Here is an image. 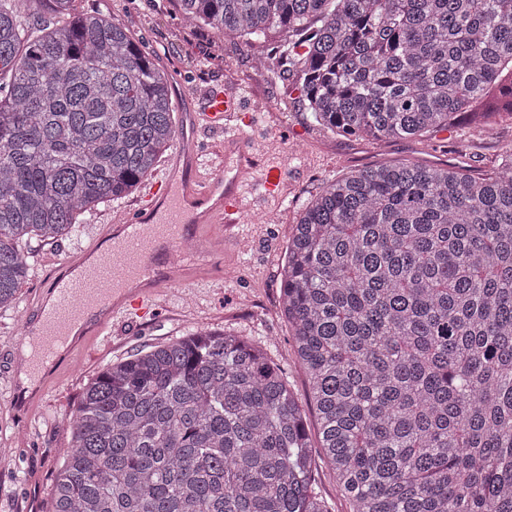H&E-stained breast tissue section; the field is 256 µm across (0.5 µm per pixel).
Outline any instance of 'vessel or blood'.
<instances>
[{"mask_svg": "<svg viewBox=\"0 0 512 512\" xmlns=\"http://www.w3.org/2000/svg\"><path fill=\"white\" fill-rule=\"evenodd\" d=\"M255 109L238 85L228 82L211 91L198 110L189 113V133L182 136L175 152L176 163L190 169L187 178L176 180L174 171L167 170L146 183L138 206L114 222V246L98 252L82 276L68 271L49 284L52 303L39 310L40 330L21 338L22 343L34 347L37 371L56 367L72 352L69 337L88 307L105 310V317L98 322L102 334L110 331L117 316H154L170 284L169 279L153 274L151 256L156 240H164L172 249L188 238L230 245L244 213L257 208L259 199L285 200V161L276 154L255 153L243 131ZM201 128L223 134L214 151L213 170L206 175L199 171L196 132ZM259 167L264 176L253 179L252 173ZM249 190L254 192V200L246 199Z\"/></svg>", "mask_w": 512, "mask_h": 512, "instance_id": "vessel-or-blood-1", "label": "vessel or blood"}]
</instances>
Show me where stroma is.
Segmentation results:
<instances>
[{
  "mask_svg": "<svg viewBox=\"0 0 512 512\" xmlns=\"http://www.w3.org/2000/svg\"><path fill=\"white\" fill-rule=\"evenodd\" d=\"M106 2L114 19L130 27L156 55L160 67L173 76L176 116L200 105L209 87L237 75L247 96L266 111L253 130L257 152L283 153L289 172L288 199L282 223H264V214L251 210L239 229L235 247L212 249L211 261L224 265V284L191 281L169 288L158 315L114 320L110 336H91L82 350L68 355L49 371L42 392L31 393L19 407L18 359L21 345L17 319L36 317L45 286L62 269L65 257L104 248L109 220L135 207L138 195L119 203L99 204L71 235L46 244L22 241L29 255V276L15 308L0 313V456L10 457L11 469L0 471V512H50V486L63 448L71 441L70 419L84 386L102 369L137 350L169 341L196 328L231 330L260 343L282 367L299 401L308 397V379L295 355L292 329L279 309L281 272L288 248V227L324 183L383 161L428 165H461L480 173L501 162L512 148V120L489 117L488 128L458 118L429 139L371 142L344 137L313 123L298 101L293 77L283 75L273 44L281 35L270 31L266 41L245 44L220 37L214 29L182 25L177 0H77L88 10ZM287 128L288 141H279L275 127Z\"/></svg>",
  "mask_w": 512,
  "mask_h": 512,
  "instance_id": "1",
  "label": "stroma"
}]
</instances>
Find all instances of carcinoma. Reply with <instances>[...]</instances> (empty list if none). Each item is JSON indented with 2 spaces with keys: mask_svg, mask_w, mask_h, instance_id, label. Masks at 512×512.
Listing matches in <instances>:
<instances>
[{
  "mask_svg": "<svg viewBox=\"0 0 512 512\" xmlns=\"http://www.w3.org/2000/svg\"><path fill=\"white\" fill-rule=\"evenodd\" d=\"M76 0H0V311L18 242L130 195L178 136L171 75ZM266 38L321 126L424 138L508 97L512 0H179ZM281 314L351 512H512V149L479 176L383 163L323 185L289 230ZM51 512H331L306 413L266 351L193 330L84 388Z\"/></svg>",
  "mask_w": 512,
  "mask_h": 512,
  "instance_id": "1",
  "label": "carcinoma"
}]
</instances>
